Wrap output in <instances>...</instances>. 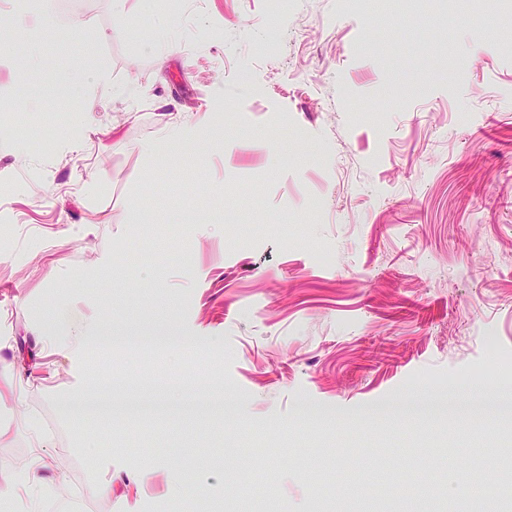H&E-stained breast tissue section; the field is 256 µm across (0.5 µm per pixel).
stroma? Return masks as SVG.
<instances>
[{"mask_svg":"<svg viewBox=\"0 0 512 512\" xmlns=\"http://www.w3.org/2000/svg\"><path fill=\"white\" fill-rule=\"evenodd\" d=\"M59 2L0 0V466L46 420L53 457L0 512H512L442 489L512 457V408L462 412L512 395V0ZM49 302L111 347L24 369Z\"/></svg>","mask_w":512,"mask_h":512,"instance_id":"1","label":"stroma"}]
</instances>
